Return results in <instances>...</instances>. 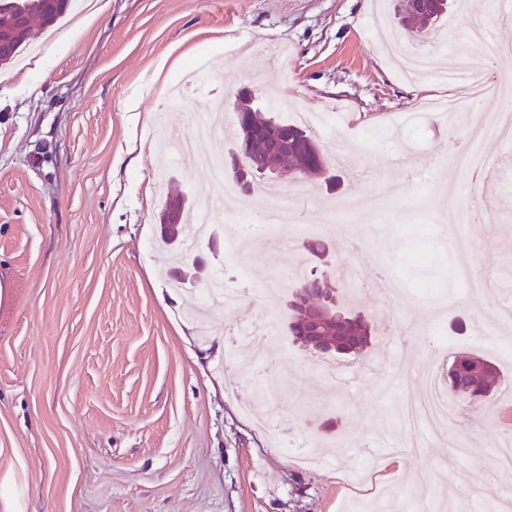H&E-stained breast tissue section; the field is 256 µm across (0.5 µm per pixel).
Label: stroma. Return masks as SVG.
Here are the masks:
<instances>
[{"label": "stroma", "instance_id": "obj_1", "mask_svg": "<svg viewBox=\"0 0 512 512\" xmlns=\"http://www.w3.org/2000/svg\"><path fill=\"white\" fill-rule=\"evenodd\" d=\"M375 0H109L93 22L69 14L56 34L35 28L33 47L0 67V512H484L512 445V397L489 417L456 412L421 423L419 446L399 451L404 401L415 372L440 352L477 351L479 311L512 301V142L484 200L493 217L456 223L461 172L447 164L448 126L431 115L400 139L378 127L446 94L437 75L403 80L377 45ZM488 40L470 39L449 8L439 43L448 63L481 61L512 74V31L482 5ZM209 56V71L185 82ZM272 93L278 121L292 108L331 110L315 137L349 163L331 185L285 173L269 196L294 195L285 224L257 205L214 212L194 244L204 270L186 283L158 273V215L175 195L213 196L210 176L171 153L174 137L199 140L229 161L233 92ZM479 245L480 287L462 281L444 236ZM329 244L326 259L312 244ZM384 266L410 302L406 319L362 294L357 311L374 341L368 358L336 360L345 376L325 404L312 356L287 331L297 271ZM237 289L202 330L188 305L214 278ZM280 280L276 297L264 280ZM270 322L262 397L234 366L233 336ZM286 442L261 427L271 400ZM469 443L457 455L451 438ZM324 446V465L297 452Z\"/></svg>", "mask_w": 512, "mask_h": 512}]
</instances>
